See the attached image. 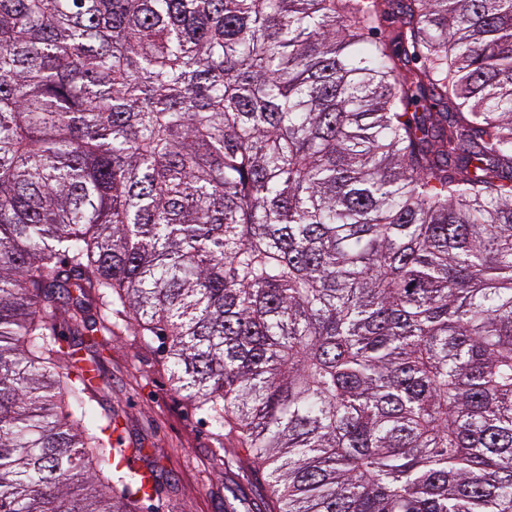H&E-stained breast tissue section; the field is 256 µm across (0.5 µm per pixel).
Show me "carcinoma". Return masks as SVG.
Segmentation results:
<instances>
[{
    "mask_svg": "<svg viewBox=\"0 0 512 512\" xmlns=\"http://www.w3.org/2000/svg\"><path fill=\"white\" fill-rule=\"evenodd\" d=\"M121 327L277 512H512V0H0V512H152Z\"/></svg>",
    "mask_w": 512,
    "mask_h": 512,
    "instance_id": "1",
    "label": "carcinoma"
}]
</instances>
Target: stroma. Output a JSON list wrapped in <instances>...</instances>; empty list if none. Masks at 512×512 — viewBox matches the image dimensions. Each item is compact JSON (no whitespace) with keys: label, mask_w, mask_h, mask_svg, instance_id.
Returning <instances> with one entry per match:
<instances>
[{"label":"stroma","mask_w":512,"mask_h":512,"mask_svg":"<svg viewBox=\"0 0 512 512\" xmlns=\"http://www.w3.org/2000/svg\"><path fill=\"white\" fill-rule=\"evenodd\" d=\"M96 396L125 415L118 430L141 464L162 471L155 512H276L266 476L235 435L218 437L203 414L176 392L161 340L129 332L109 337L100 353Z\"/></svg>","instance_id":"35a3bbf8"}]
</instances>
